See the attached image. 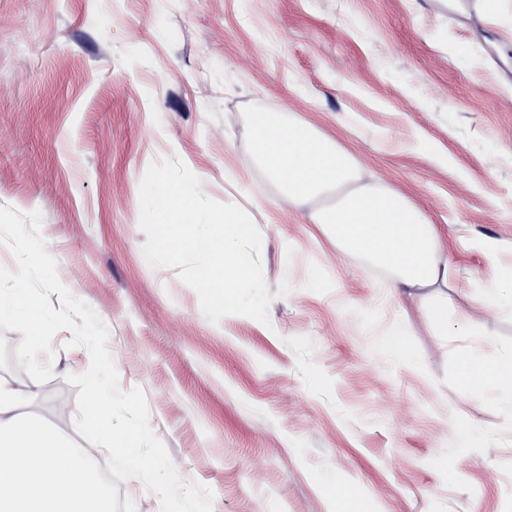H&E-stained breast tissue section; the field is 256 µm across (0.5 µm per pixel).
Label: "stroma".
Wrapping results in <instances>:
<instances>
[{"mask_svg": "<svg viewBox=\"0 0 512 512\" xmlns=\"http://www.w3.org/2000/svg\"><path fill=\"white\" fill-rule=\"evenodd\" d=\"M257 111L333 136L362 184L401 190L454 240L447 336L420 301L386 298L391 270L283 203L257 163ZM175 156L260 231L268 323H211L177 269L146 262L140 185ZM2 205L41 211L121 388L142 389L212 512H330L328 476L370 512H512V399L457 381L464 357L512 361V308L480 305L512 283V0H0ZM396 326L406 365L378 350ZM71 337L54 335L48 382H0L84 448L65 377L91 358ZM107 459L93 454L112 512H160Z\"/></svg>", "mask_w": 512, "mask_h": 512, "instance_id": "1", "label": "stroma"}]
</instances>
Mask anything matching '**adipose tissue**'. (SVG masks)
Instances as JSON below:
<instances>
[{
	"mask_svg": "<svg viewBox=\"0 0 512 512\" xmlns=\"http://www.w3.org/2000/svg\"><path fill=\"white\" fill-rule=\"evenodd\" d=\"M261 167L291 205L338 192L317 210L313 224L337 246L393 270V291L447 282L454 265L448 243L402 191L358 185L359 167L345 147L306 123L271 113L250 117ZM464 390L492 388L512 396V368L463 359ZM0 512H112L108 492L91 459L65 433L17 412L14 389L0 383Z\"/></svg>",
	"mask_w": 512,
	"mask_h": 512,
	"instance_id": "obj_1",
	"label": "adipose tissue"
}]
</instances>
